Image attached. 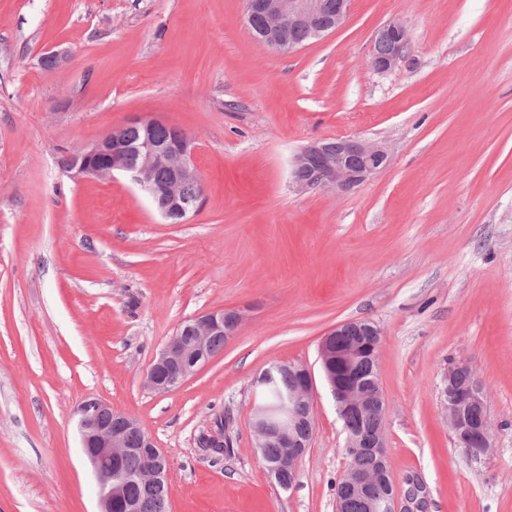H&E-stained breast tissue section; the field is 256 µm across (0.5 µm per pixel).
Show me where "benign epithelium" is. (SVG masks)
<instances>
[{"label":"benign epithelium","mask_w":512,"mask_h":512,"mask_svg":"<svg viewBox=\"0 0 512 512\" xmlns=\"http://www.w3.org/2000/svg\"><path fill=\"white\" fill-rule=\"evenodd\" d=\"M350 0H248L246 18L252 34L270 49L290 53L299 44L288 38V32L305 27L311 36L318 39L339 28L349 11ZM327 17L330 24L322 26L319 19ZM374 43L386 46L376 51L371 66L378 72L393 70L405 55L408 37L404 26L389 23L377 30ZM138 125L143 129V139L133 146L126 141L123 131L128 126ZM157 126L168 127L175 132V142L167 144L154 139ZM196 145L194 139L184 130L158 119H129L125 124L112 129L93 144L67 154L62 165L64 172L75 176L112 179L120 174L127 177L149 199L159 195L169 198L167 208L159 215L171 224H183L196 212L200 201H188L178 194V187L201 180L195 164ZM389 158L385 146L368 143L354 138L337 139L336 148L327 141H319L304 147L293 161L292 177L300 189L330 188L348 192L382 170ZM165 166L170 172L168 182L159 184L153 177V169ZM242 316L237 311L212 310L185 320L187 326H178L176 333L152 362L147 375L146 386L157 393H168L193 376L200 367L208 363L214 354L211 339L224 333V327L239 326ZM350 322H342L329 331L319 346V358L326 382L333 398L344 409L365 410L383 405L381 390L367 391L359 383L345 379L343 370L352 363L355 350L333 345L334 337L342 336ZM459 370H470L465 363H459L448 370V384L445 402L449 428L457 443L466 447L468 453L477 458L491 447V425L489 417L478 421L466 419L460 412L463 404L472 407L486 406L482 387L477 379L457 392L453 382ZM299 381L295 388L293 405L288 416L270 422L265 408L254 407L256 438L264 442L271 438L288 448V459L293 467L305 453L308 444L298 435L297 427L313 418L316 400V385L311 371L301 365L293 367ZM122 426L112 430V423ZM77 433L82 453L89 462L100 488L99 512H114L113 501L123 500L124 512H138V504L123 499L122 488L127 477L113 467V459L128 454H142L146 457L147 469L142 475L144 482L161 485L173 493L169 477V462L164 451L156 446L152 437L145 438L140 448L129 447L126 431H140L143 425L134 417L115 410L112 404L97 398H86L77 409ZM346 447L353 453L368 452L380 459L370 469L350 468L346 472L345 492L361 499L365 512H398L396 485L386 471L384 433L379 431H349ZM371 485H384V497L374 499L366 496L365 490Z\"/></svg>","instance_id":"benign-epithelium-1"}]
</instances>
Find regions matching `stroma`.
Segmentation results:
<instances>
[{
  "label": "stroma",
  "mask_w": 512,
  "mask_h": 512,
  "mask_svg": "<svg viewBox=\"0 0 512 512\" xmlns=\"http://www.w3.org/2000/svg\"><path fill=\"white\" fill-rule=\"evenodd\" d=\"M397 22L408 50L370 65ZM62 49L49 69L42 56ZM133 115L197 143L204 184L165 222L123 176L73 179L65 151ZM351 137L390 161L345 193L301 190L304 146ZM239 310L183 385L145 384L185 319ZM381 330L387 464L426 512H512V0H351L289 52L257 41L245 0H0V512H98L76 409L137 418L170 462V512H336L345 433L318 349L337 323ZM314 372L310 445L284 490L255 451L253 381ZM467 363L492 447L454 440L441 397ZM230 452L198 443L216 417ZM382 43L385 51H375L371 66L378 72L393 70L405 55L408 47V37L404 26L399 23H389L377 30L374 36V47Z\"/></svg>",
  "instance_id": "obj_1"
}]
</instances>
